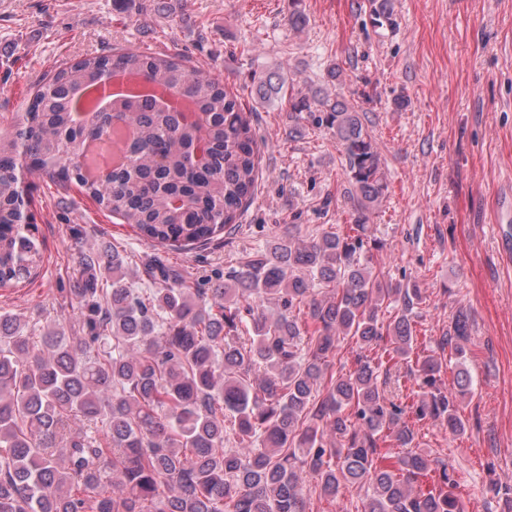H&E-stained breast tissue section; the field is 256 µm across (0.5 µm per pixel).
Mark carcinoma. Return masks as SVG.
<instances>
[{
	"label": "carcinoma",
	"instance_id": "carcinoma-1",
	"mask_svg": "<svg viewBox=\"0 0 512 512\" xmlns=\"http://www.w3.org/2000/svg\"><path fill=\"white\" fill-rule=\"evenodd\" d=\"M106 69L148 90L93 97ZM253 82L263 99L286 92L278 72ZM171 90L194 120L164 103ZM288 101V135L308 116L336 139L355 234L283 236L208 288L161 261L149 271L161 286L135 288L120 251L85 255L73 341L52 329L35 342L0 312V512H306L305 477L331 501L348 484L364 488L362 512H464L447 468L428 490L415 487L433 460L413 448L405 416L465 435L467 368L456 363L446 388L442 357L419 354L408 369L422 379L416 403L407 410L387 390L414 351L423 295L374 272L369 257L378 245L368 224L389 183L364 113L342 99ZM116 127L131 133L126 161L92 180L84 147L112 142ZM24 166L57 188L80 186L144 240L181 250L237 223L260 156L252 113L178 55L122 48L59 68L0 132V288L26 283L42 262ZM271 300L273 318L262 310ZM385 336L384 361L372 351ZM469 336L460 310L442 347L461 358ZM345 338L360 352L336 374L331 357ZM72 420L86 429L69 433ZM388 442L407 449L396 467L378 465Z\"/></svg>",
	"mask_w": 512,
	"mask_h": 512
}]
</instances>
